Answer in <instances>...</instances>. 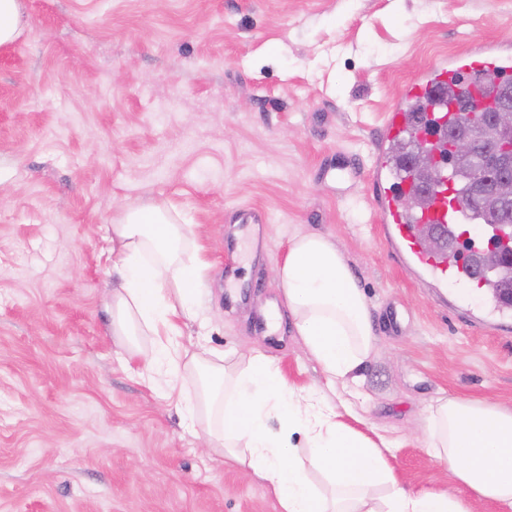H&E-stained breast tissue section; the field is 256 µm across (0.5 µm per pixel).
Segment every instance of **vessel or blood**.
<instances>
[{"mask_svg":"<svg viewBox=\"0 0 512 512\" xmlns=\"http://www.w3.org/2000/svg\"><path fill=\"white\" fill-rule=\"evenodd\" d=\"M463 58L441 62L429 68L423 77L411 81L386 116L382 134L385 140L404 137L413 125L411 113L406 112L408 100L425 90L443 84L457 70L469 68ZM393 169L385 156H377L373 168V182L381 186L380 210L384 221V233L394 257L410 270L419 281L434 291H441L447 285L468 286L472 271L478 265L480 249L464 242H451L447 248L427 252L422 245L423 234L430 227H438L443 234L453 233L456 227L465 224L467 218L456 204L446 198L435 197L426 201L422 214H414L402 208V192L408 190L411 178L402 173L397 188L386 187L385 182Z\"/></svg>","mask_w":512,"mask_h":512,"instance_id":"b4317fda","label":"vessel or blood"}]
</instances>
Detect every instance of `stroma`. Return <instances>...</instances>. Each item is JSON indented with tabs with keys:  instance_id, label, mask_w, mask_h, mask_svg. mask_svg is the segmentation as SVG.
<instances>
[{
	"instance_id": "stroma-1",
	"label": "stroma",
	"mask_w": 512,
	"mask_h": 512,
	"mask_svg": "<svg viewBox=\"0 0 512 512\" xmlns=\"http://www.w3.org/2000/svg\"><path fill=\"white\" fill-rule=\"evenodd\" d=\"M512 50V0H25L0 48V512H279L149 387L111 333L112 225L147 202L197 224L211 268L182 338L263 344L326 389L271 275L329 236L370 305L357 414L409 490L465 496L427 453L439 397L512 409V311L467 308L394 263L371 184L382 117L426 68Z\"/></svg>"
}]
</instances>
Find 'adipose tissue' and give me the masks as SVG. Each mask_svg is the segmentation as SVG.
Instances as JSON below:
<instances>
[{
	"instance_id": "ef3b65f1",
	"label": "adipose tissue",
	"mask_w": 512,
	"mask_h": 512,
	"mask_svg": "<svg viewBox=\"0 0 512 512\" xmlns=\"http://www.w3.org/2000/svg\"><path fill=\"white\" fill-rule=\"evenodd\" d=\"M195 224L165 206L127 210L112 226L108 261L112 333L148 336L139 350L149 384L165 394L193 369H204L201 396L182 395L185 420L201 423L226 457L275 495L280 512H471L445 492L410 491L381 449L337 421L323 397L296 393L261 348L244 362L181 337L201 319V280L209 264ZM292 324L327 379L359 386L377 348L365 295L335 242L300 232L275 269ZM428 454L472 495L512 512V410L486 401L440 397L428 407Z\"/></svg>"
}]
</instances>
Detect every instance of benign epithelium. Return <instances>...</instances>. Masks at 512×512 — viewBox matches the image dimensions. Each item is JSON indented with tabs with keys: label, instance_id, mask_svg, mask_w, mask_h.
I'll use <instances>...</instances> for the list:
<instances>
[{
	"label": "benign epithelium",
	"instance_id": "obj_1",
	"mask_svg": "<svg viewBox=\"0 0 512 512\" xmlns=\"http://www.w3.org/2000/svg\"><path fill=\"white\" fill-rule=\"evenodd\" d=\"M473 97L467 111L470 125L448 132L442 141L417 140L408 155L411 164L427 170L429 178L422 186L425 193L443 192L457 196L460 176L457 161L470 159L478 152L476 131L488 123L499 125L503 134L484 153L480 166L471 170L464 187V198L477 202L485 195L495 197L500 208L512 210V83L503 85L496 98L486 97L478 78L469 79Z\"/></svg>",
	"mask_w": 512,
	"mask_h": 512
}]
</instances>
